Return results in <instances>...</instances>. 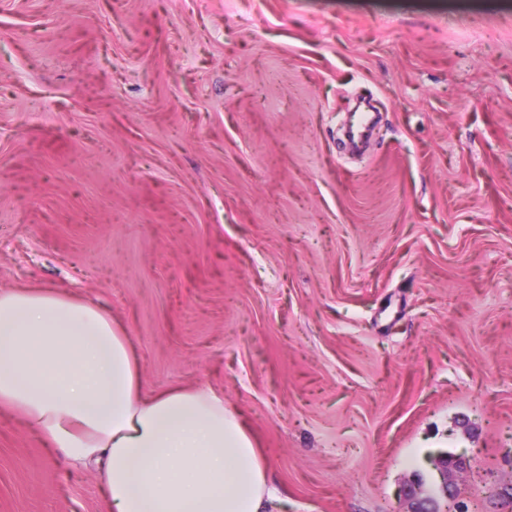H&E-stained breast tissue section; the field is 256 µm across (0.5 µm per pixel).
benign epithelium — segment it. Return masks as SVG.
Segmentation results:
<instances>
[{"instance_id":"1","label":"benign epithelium","mask_w":512,"mask_h":512,"mask_svg":"<svg viewBox=\"0 0 512 512\" xmlns=\"http://www.w3.org/2000/svg\"><path fill=\"white\" fill-rule=\"evenodd\" d=\"M469 461L446 456L436 462L441 476L442 498L428 493L420 481L404 485L403 499L407 504L405 512H466L463 491L452 479V475L467 469Z\"/></svg>"}]
</instances>
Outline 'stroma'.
<instances>
[{"mask_svg":"<svg viewBox=\"0 0 512 512\" xmlns=\"http://www.w3.org/2000/svg\"><path fill=\"white\" fill-rule=\"evenodd\" d=\"M377 121L361 149L348 114ZM212 384L279 512H512V0H0V289ZM0 512H107L0 414ZM437 470L441 476V493L444 502L436 496L428 493L422 481L409 482L404 484L403 499L407 504L403 512H465L462 488L452 479L453 473L461 472L470 465L469 461L460 458H448L444 456L436 462ZM449 503V505H448ZM426 505L428 510H422L421 505Z\"/></svg>","mask_w":512,"mask_h":512,"instance_id":"1","label":"stroma"}]
</instances>
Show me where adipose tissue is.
Listing matches in <instances>:
<instances>
[{"label":"adipose tissue","mask_w":512,"mask_h":512,"mask_svg":"<svg viewBox=\"0 0 512 512\" xmlns=\"http://www.w3.org/2000/svg\"><path fill=\"white\" fill-rule=\"evenodd\" d=\"M0 410L73 470L97 465L110 512H273L280 501L223 388L143 393L111 315L53 288L0 290Z\"/></svg>","instance_id":"obj_1"}]
</instances>
